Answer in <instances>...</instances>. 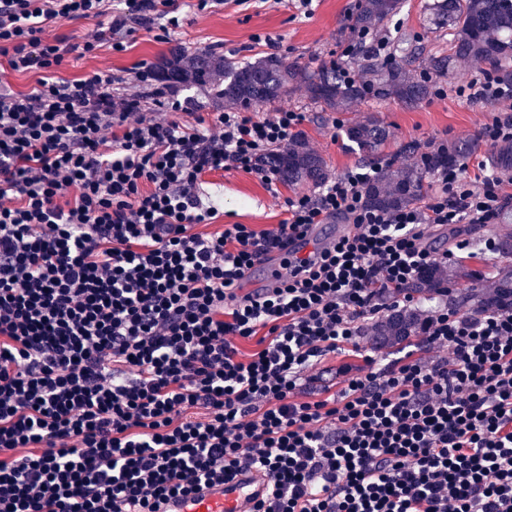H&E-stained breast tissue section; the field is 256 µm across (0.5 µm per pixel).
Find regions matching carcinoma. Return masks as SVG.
Returning a JSON list of instances; mask_svg holds the SVG:
<instances>
[{
    "label": "carcinoma",
    "instance_id": "obj_1",
    "mask_svg": "<svg viewBox=\"0 0 512 512\" xmlns=\"http://www.w3.org/2000/svg\"><path fill=\"white\" fill-rule=\"evenodd\" d=\"M404 0H356L348 17L349 29L364 32L391 20L403 8ZM440 22L448 25V55H424L420 48L396 60L386 61L377 52L364 50L354 57V64L373 73L368 83L347 77L336 63L323 62L317 67L288 63L277 56H265L244 66L212 53L203 54L188 64L184 55H161L153 65L155 80L176 86H210L217 103L250 108L258 103L280 100L300 87L307 98L331 111H344L360 100L394 99L414 105L435 91L434 78L458 60L487 63L501 80H512V0H443ZM424 63L430 78L416 77L413 64ZM224 77V82L217 77ZM348 141L360 150H375L386 137L383 125L374 117L351 124L345 129ZM441 155H433L421 167H399L380 171L366 188L364 202L372 209L395 210L417 203L427 192L425 174L437 165ZM282 181L295 186L318 185L327 177L320 156L308 146L304 135H295L287 145L261 159ZM469 277L468 272L453 273L435 269L408 284L406 290L418 296L432 295L448 286L452 279ZM496 292L484 293L481 304L490 302L512 305V271L495 286ZM417 314L410 310L393 311L373 330L390 345L401 344L416 335Z\"/></svg>",
    "mask_w": 512,
    "mask_h": 512
}]
</instances>
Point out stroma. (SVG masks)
I'll list each match as a JSON object with an SVG mask.
<instances>
[{
  "label": "stroma",
  "instance_id": "stroma-1",
  "mask_svg": "<svg viewBox=\"0 0 512 512\" xmlns=\"http://www.w3.org/2000/svg\"><path fill=\"white\" fill-rule=\"evenodd\" d=\"M431 0H405L402 11L386 24L390 49L402 55L411 44L419 42L433 54L448 51V32L432 29L427 10ZM355 0H313L310 16L297 14L294 9L279 6L229 8L211 14H188L184 24L168 41L157 40L153 34L139 32L127 51L113 52L103 45L95 54L72 62L61 70L62 77L81 78L97 72H109L120 78H131L132 68L139 61L149 63L170 49L177 48L187 57L209 52L245 63L266 56V46L255 44L254 35H267L280 40L279 57L289 62L317 65L330 60L333 53L349 44L351 33L345 18ZM478 63L460 60L454 76L444 78L449 94L445 99L429 97L408 106L393 99L362 100L347 111L332 112L306 100L302 90H294L278 103H262V112L274 107L299 108L307 114L302 127L310 148L326 162L330 176H337L358 165L379 168L403 167L412 164L415 141L431 136L449 143L466 146L474 161H482L488 150L477 141L475 134L480 124L496 115V102L469 105L454 93L455 87L470 80L478 71ZM376 116L386 129V138L375 152L365 153L349 142L344 127L364 117ZM303 185L288 186L281 180L265 184L252 173L241 170L217 171L202 178L201 194L204 200L214 202L219 209L210 224L197 225V232L206 234L223 230L228 224H249L253 228L271 229L286 217L289 197L306 193ZM485 228H464L472 249L470 255L459 259L460 267L467 269L469 278L456 281L453 301L469 309L476 307L486 288L498 282L505 262L487 259L479 244L486 235Z\"/></svg>",
  "mask_w": 512,
  "mask_h": 512
}]
</instances>
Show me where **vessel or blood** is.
Segmentation results:
<instances>
[{"label": "vessel or blood", "instance_id": "obj_1", "mask_svg": "<svg viewBox=\"0 0 512 512\" xmlns=\"http://www.w3.org/2000/svg\"><path fill=\"white\" fill-rule=\"evenodd\" d=\"M332 241V236L317 226L309 227L304 234L292 235L284 249L262 259V280L246 277L244 290L262 295L280 287L299 262L313 258ZM267 490V477L254 470L225 482L202 486L187 498L167 502L161 512H256Z\"/></svg>", "mask_w": 512, "mask_h": 512}]
</instances>
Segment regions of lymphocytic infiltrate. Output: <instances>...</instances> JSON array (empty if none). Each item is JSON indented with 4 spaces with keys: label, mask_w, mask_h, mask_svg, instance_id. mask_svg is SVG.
<instances>
[{
    "label": "lymphocytic infiltrate",
    "mask_w": 512,
    "mask_h": 512,
    "mask_svg": "<svg viewBox=\"0 0 512 512\" xmlns=\"http://www.w3.org/2000/svg\"><path fill=\"white\" fill-rule=\"evenodd\" d=\"M183 0H0V57L42 74L0 91V512H161L172 496L251 468L260 512H512V307L466 312L440 292L414 350L381 361L361 341L410 307V282L457 260L426 227L495 223L505 180L467 161L433 171L423 206L364 204L357 167L287 200L270 230L230 224L197 187L242 170L306 120L300 109L201 113L112 75L66 79L69 55L117 53L139 31L170 35ZM94 20L81 44L54 34ZM505 103L477 138L512 149V84L458 86ZM344 220L335 243L271 294L237 292L287 235ZM255 342L241 354L239 341ZM353 353L336 392L301 399L323 358Z\"/></svg>",
    "instance_id": "1"
}]
</instances>
